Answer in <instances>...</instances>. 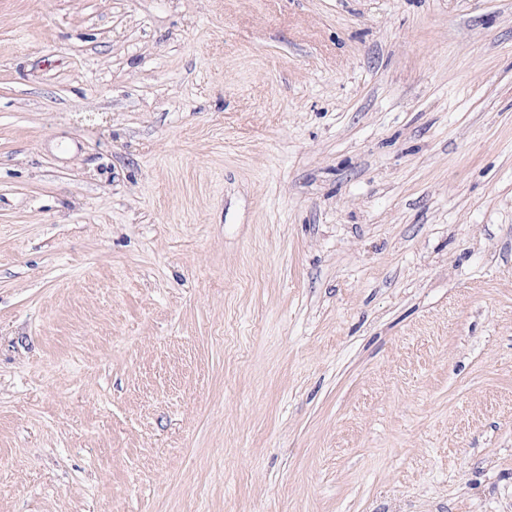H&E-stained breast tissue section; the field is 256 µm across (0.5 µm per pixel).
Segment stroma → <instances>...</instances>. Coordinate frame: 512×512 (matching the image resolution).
Returning <instances> with one entry per match:
<instances>
[{"instance_id": "1", "label": "stroma", "mask_w": 512, "mask_h": 512, "mask_svg": "<svg viewBox=\"0 0 512 512\" xmlns=\"http://www.w3.org/2000/svg\"><path fill=\"white\" fill-rule=\"evenodd\" d=\"M0 512H512V0H0Z\"/></svg>"}]
</instances>
